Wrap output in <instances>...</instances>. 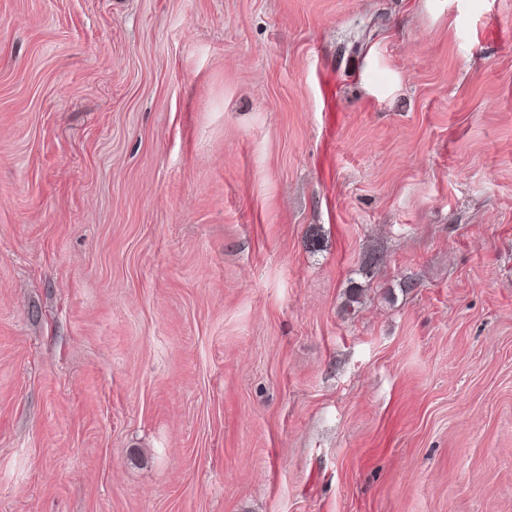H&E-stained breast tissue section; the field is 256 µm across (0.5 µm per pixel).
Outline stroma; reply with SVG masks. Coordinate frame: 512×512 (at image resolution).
Instances as JSON below:
<instances>
[{"instance_id": "stroma-1", "label": "stroma", "mask_w": 512, "mask_h": 512, "mask_svg": "<svg viewBox=\"0 0 512 512\" xmlns=\"http://www.w3.org/2000/svg\"><path fill=\"white\" fill-rule=\"evenodd\" d=\"M0 512H512V0H0Z\"/></svg>"}]
</instances>
